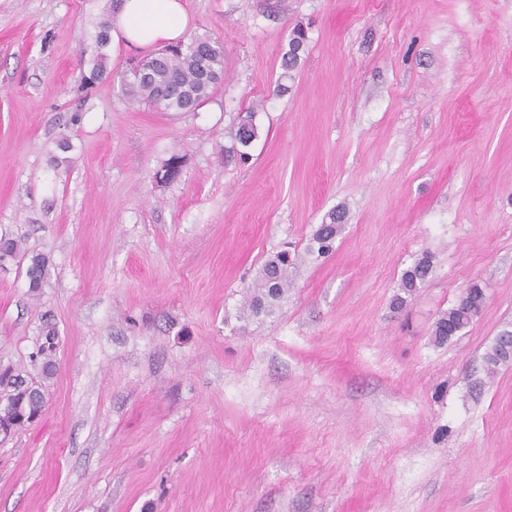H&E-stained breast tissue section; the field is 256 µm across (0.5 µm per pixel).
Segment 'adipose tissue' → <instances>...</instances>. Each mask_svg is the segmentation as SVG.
I'll return each mask as SVG.
<instances>
[{
  "label": "adipose tissue",
  "instance_id": "obj_1",
  "mask_svg": "<svg viewBox=\"0 0 512 512\" xmlns=\"http://www.w3.org/2000/svg\"><path fill=\"white\" fill-rule=\"evenodd\" d=\"M186 26L181 0H121L112 41L128 49L159 48L181 38Z\"/></svg>",
  "mask_w": 512,
  "mask_h": 512
}]
</instances>
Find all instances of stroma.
<instances>
[{
  "label": "stroma",
  "mask_w": 512,
  "mask_h": 512,
  "mask_svg": "<svg viewBox=\"0 0 512 512\" xmlns=\"http://www.w3.org/2000/svg\"><path fill=\"white\" fill-rule=\"evenodd\" d=\"M119 2L0 0V236L22 242L0 372L47 400L0 436V512H512V362H485L512 331V0H183L187 36L224 43L192 112L130 102L120 47L85 85ZM284 248L289 286L253 314ZM475 282L482 315L437 343ZM306 34L300 27L294 28L288 41V50L282 56L283 77H291L290 72L296 70L300 64L301 53H304ZM110 37L106 28L99 32L96 42V54L93 58V65L89 75L85 77L86 82H94L100 78L106 70V54L102 50L109 44ZM237 128L232 133L233 144L230 150L225 149V153H233L238 156L240 161H247L249 159V152L247 149L260 137V127L256 123L257 110L254 107L247 108L243 111ZM329 222L325 221L319 224L313 233L312 240L317 245V254L324 255L332 250L333 242L337 234L341 231V216L336 215V212L328 214ZM49 259L42 254L32 255L27 269L29 288L31 292H38L48 275ZM432 270L431 259L428 255L418 258L402 275L399 290L404 295H412L428 278Z\"/></svg>",
  "instance_id": "35a3bbf8"
}]
</instances>
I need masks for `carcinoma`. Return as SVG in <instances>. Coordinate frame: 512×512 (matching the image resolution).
<instances>
[{"instance_id": "carcinoma-1", "label": "carcinoma", "mask_w": 512, "mask_h": 512, "mask_svg": "<svg viewBox=\"0 0 512 512\" xmlns=\"http://www.w3.org/2000/svg\"><path fill=\"white\" fill-rule=\"evenodd\" d=\"M108 31L99 32L96 54L88 82L100 78L106 70V54L103 49L109 44ZM306 34L300 27L291 32L288 50L282 56L284 76L296 70L301 53L305 50ZM224 79V42L211 38L193 36L186 41L157 53L143 61L137 71L123 79V92L134 103H145L167 112H190L207 102L216 86ZM257 110H245L237 128L232 133L230 152L239 160L249 159L248 148L260 137L256 123ZM341 216L332 212L328 220L319 225L312 240L317 245V254L332 250L333 242L341 231ZM293 260L287 251H280L269 258L260 269L255 281V293L250 307L256 314L281 298L288 288V271ZM49 259L42 254L30 258L27 269L29 288L37 292L48 275ZM432 270L429 256L418 258L402 275L400 294L394 298V306L400 307L404 296L412 295L428 278ZM485 289L478 283L469 286L456 304L436 322L434 336L443 342L449 340L478 318L485 307ZM505 336L496 338L486 361L495 367L512 360L504 350ZM46 401L42 386L16 375L0 377V427L15 430L33 422L45 409Z\"/></svg>"}]
</instances>
